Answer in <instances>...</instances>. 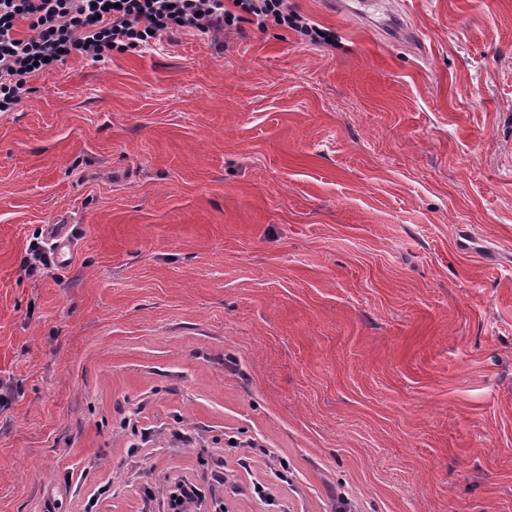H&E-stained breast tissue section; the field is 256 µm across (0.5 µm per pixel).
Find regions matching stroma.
Here are the masks:
<instances>
[{
  "label": "stroma",
  "mask_w": 512,
  "mask_h": 512,
  "mask_svg": "<svg viewBox=\"0 0 512 512\" xmlns=\"http://www.w3.org/2000/svg\"><path fill=\"white\" fill-rule=\"evenodd\" d=\"M326 2L0 112V512H512V0Z\"/></svg>",
  "instance_id": "stroma-1"
}]
</instances>
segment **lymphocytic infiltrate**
Returning a JSON list of instances; mask_svg holds the SVG:
<instances>
[{
    "instance_id": "f902f5d3",
    "label": "lymphocytic infiltrate",
    "mask_w": 512,
    "mask_h": 512,
    "mask_svg": "<svg viewBox=\"0 0 512 512\" xmlns=\"http://www.w3.org/2000/svg\"><path fill=\"white\" fill-rule=\"evenodd\" d=\"M243 21L322 37L288 0H0V112L14 111L33 77L69 57L100 62L176 32L221 33Z\"/></svg>"
}]
</instances>
